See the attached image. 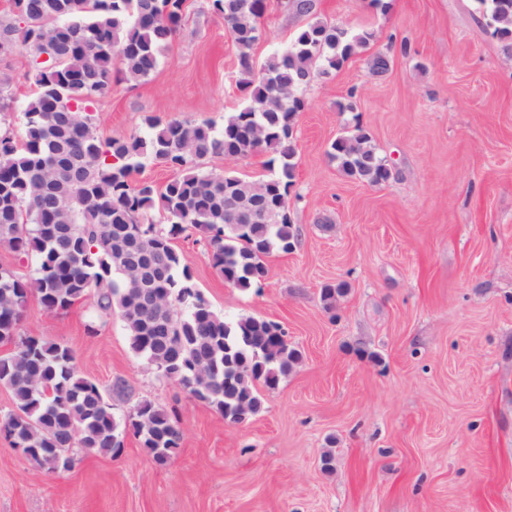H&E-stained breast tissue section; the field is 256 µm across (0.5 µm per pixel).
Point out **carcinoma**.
Segmentation results:
<instances>
[{"label": "carcinoma", "instance_id": "obj_1", "mask_svg": "<svg viewBox=\"0 0 512 512\" xmlns=\"http://www.w3.org/2000/svg\"><path fill=\"white\" fill-rule=\"evenodd\" d=\"M479 3L493 36L512 42V0ZM182 5L183 0H13V18L0 20V56L20 41L38 54L50 48L58 58L51 68L34 63L36 92L17 115L22 142L0 136V246L33 258L26 276L0 269V342L17 335L31 296L57 312L92 292L99 311L119 310L136 354L224 420L242 423L263 409L257 384L276 388L301 353L275 322L251 316L224 320L197 288L172 240L188 230L200 234L224 281L242 289L265 279L264 259L273 250L296 248L300 231L288 196L302 93L339 70L375 34H354L315 19L257 70L251 50L259 40L265 0H212L239 49L238 87L248 103L224 117L219 131L209 123L154 122L148 138L101 140L86 105L109 92L116 59L128 81L154 72L159 49L178 31ZM396 53L410 55L409 41L392 40L373 55L370 74H386ZM263 152L280 159L279 172L266 179L271 217L246 223L225 209L224 197L246 208L256 202L259 184L200 172L194 162ZM328 156L345 176L369 185L393 177L359 122L330 144ZM146 159L176 166L182 174L162 192L148 183L132 184L131 174ZM154 208L165 214L169 229L145 221ZM136 228L159 270L153 290L123 271V241ZM345 291L343 282L323 286L326 309ZM0 385L14 400V409L0 418V432L36 466L51 468V448L63 455L72 448L115 455L122 448L105 390L76 373L69 347L19 337L15 351L0 357ZM132 428L159 465L179 448L181 433L163 407L141 403Z\"/></svg>", "mask_w": 512, "mask_h": 512}]
</instances>
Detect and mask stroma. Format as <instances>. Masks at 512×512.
Returning a JSON list of instances; mask_svg holds the SVG:
<instances>
[{"label":"stroma","instance_id":"1","mask_svg":"<svg viewBox=\"0 0 512 512\" xmlns=\"http://www.w3.org/2000/svg\"><path fill=\"white\" fill-rule=\"evenodd\" d=\"M266 4L259 63L308 22L286 0ZM314 4L317 18L376 39L304 93L289 196L298 246L271 253L265 280L241 289L204 243L174 240L217 313L279 323L301 361L234 424L134 353L119 313L91 298L51 313L30 297L19 335L69 346L76 371L103 387L125 383L111 398L124 444L113 457L74 449L73 468L52 473L0 434V512H512V50L478 0H393L385 15L369 0ZM392 36L410 56L371 77ZM33 57L23 43L0 57L11 76L0 97L17 111L34 96ZM237 73L211 0H185L157 69L91 105L95 132L145 137L156 118L222 125L245 102ZM350 99L355 112L341 111ZM357 122L395 179L368 185L330 161ZM270 158L197 165L263 180ZM341 281L347 293L325 310L322 287ZM145 401L174 413L182 433L163 466L131 425Z\"/></svg>","mask_w":512,"mask_h":512}]
</instances>
